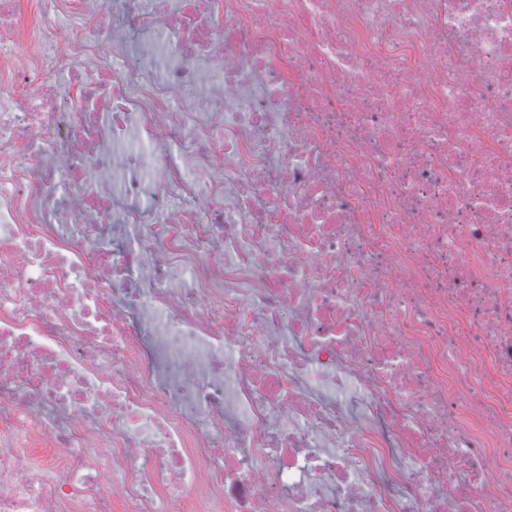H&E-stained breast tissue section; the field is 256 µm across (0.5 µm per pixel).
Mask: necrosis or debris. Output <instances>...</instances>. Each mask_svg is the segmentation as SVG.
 Returning a JSON list of instances; mask_svg holds the SVG:
<instances>
[{"instance_id":"obj_1","label":"necrosis or debris","mask_w":512,"mask_h":512,"mask_svg":"<svg viewBox=\"0 0 512 512\" xmlns=\"http://www.w3.org/2000/svg\"><path fill=\"white\" fill-rule=\"evenodd\" d=\"M0 0V512H512V0Z\"/></svg>"}]
</instances>
